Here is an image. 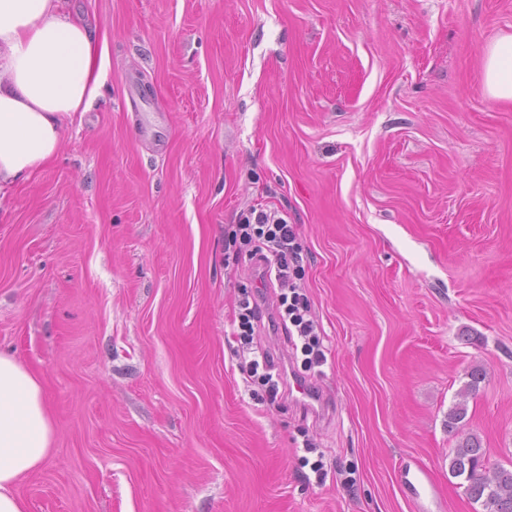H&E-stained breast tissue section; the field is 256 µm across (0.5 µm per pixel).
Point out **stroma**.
I'll list each match as a JSON object with an SVG mask.
<instances>
[{
    "label": "stroma",
    "mask_w": 512,
    "mask_h": 512,
    "mask_svg": "<svg viewBox=\"0 0 512 512\" xmlns=\"http://www.w3.org/2000/svg\"><path fill=\"white\" fill-rule=\"evenodd\" d=\"M68 7L109 46L103 96L0 201V352L55 429L27 512H421L417 467L440 512H482L445 422L483 366L465 430L512 463V105L479 54L512 0ZM257 203L299 227L322 414L237 368L260 281L224 230ZM237 318L239 320L240 333L237 334V340L242 345V352L252 350L254 336L257 335L258 323L262 317L257 302L252 296L244 294L237 305Z\"/></svg>",
    "instance_id": "obj_1"
}]
</instances>
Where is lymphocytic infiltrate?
Here are the masks:
<instances>
[{
	"label": "lymphocytic infiltrate",
	"mask_w": 512,
	"mask_h": 512,
	"mask_svg": "<svg viewBox=\"0 0 512 512\" xmlns=\"http://www.w3.org/2000/svg\"><path fill=\"white\" fill-rule=\"evenodd\" d=\"M224 237L227 246L250 247L255 264L275 279L279 294L272 304L274 319L280 325L294 327L306 369L322 366L326 355L310 300L301 284L303 247L297 225L289 221L286 211L258 203L240 212Z\"/></svg>",
	"instance_id": "obj_1"
}]
</instances>
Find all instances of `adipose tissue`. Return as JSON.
Instances as JSON below:
<instances>
[{
    "mask_svg": "<svg viewBox=\"0 0 512 512\" xmlns=\"http://www.w3.org/2000/svg\"><path fill=\"white\" fill-rule=\"evenodd\" d=\"M490 100L512 104V34L482 50ZM108 48L63 0H0V188L53 159L63 123L102 95ZM53 421L37 375L0 354V512H26L19 481L49 455Z\"/></svg>",
    "mask_w": 512,
    "mask_h": 512,
    "instance_id": "ef3b65f1",
    "label": "adipose tissue"
}]
</instances>
